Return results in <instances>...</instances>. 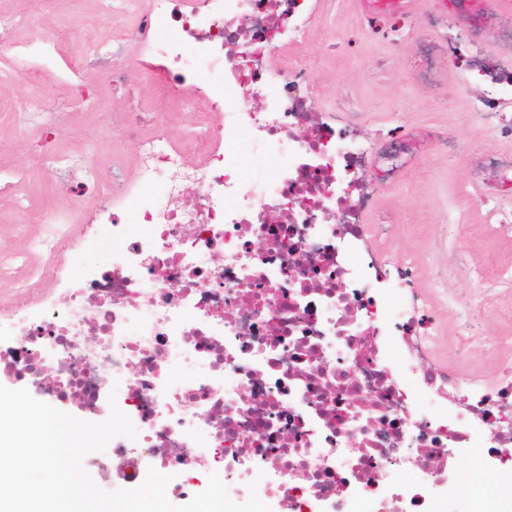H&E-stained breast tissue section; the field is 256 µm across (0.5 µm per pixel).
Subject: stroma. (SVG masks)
Listing matches in <instances>:
<instances>
[{
	"label": "stroma",
	"instance_id": "stroma-1",
	"mask_svg": "<svg viewBox=\"0 0 512 512\" xmlns=\"http://www.w3.org/2000/svg\"><path fill=\"white\" fill-rule=\"evenodd\" d=\"M70 8L69 0H43L38 7L32 0H0V10L27 14L28 27L20 31V38L37 32L51 39L57 74L42 83L40 95L56 111L53 125L56 147L87 148L103 160L113 148L107 135L109 116L124 111L126 99L121 92L113 90L104 70L89 68L77 79L71 75V62L86 51L92 39L106 34L101 27L103 6L100 0H82L75 16L71 15ZM384 55V50L366 48L346 65H320L318 74L327 97L333 99L341 93H350L363 114L365 130L371 135L386 126L450 125L457 128L469 151L480 152L489 147L486 132L466 102L443 95L425 96L406 75L402 61L381 66ZM39 65V57L34 56L26 68H19L11 54L0 50V101L12 102L24 96L27 91L25 71ZM82 91L105 99L106 107L77 105L75 99ZM472 189L473 174L468 164L449 158L442 150L428 157L418 177L389 182L383 202L405 217L397 245L398 256H417L431 273L446 265V256L429 254L427 239L445 232L449 196ZM482 210V204L473 200L463 215L467 252L477 264L485 262L492 250L512 254V237L498 244L488 242Z\"/></svg>",
	"mask_w": 512,
	"mask_h": 512
}]
</instances>
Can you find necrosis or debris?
<instances>
[{"instance_id": "necrosis-or-debris-1", "label": "necrosis or debris", "mask_w": 512, "mask_h": 512, "mask_svg": "<svg viewBox=\"0 0 512 512\" xmlns=\"http://www.w3.org/2000/svg\"><path fill=\"white\" fill-rule=\"evenodd\" d=\"M336 0H103V18L129 19L126 39L162 69L158 98L143 111L112 115L113 140H135L137 175L120 156L101 176L89 154L48 149L31 162L62 197L85 180L96 208L72 235L71 208L24 210L41 233L30 251L57 272L21 269L0 254L11 294L0 307V376L71 402L101 422L122 384L133 439L115 437L84 467L104 486L135 487L148 469L171 475L168 492L191 496L199 475L216 472L239 497L247 476L265 478L280 512H440L465 494L486 512L477 487L448 478L450 462L481 449L502 512H512V257L492 269L463 262L466 239L436 238L448 272L475 282L481 305L459 316L452 358L441 354L435 310L454 298L420 286L419 259L401 258L394 240L401 213L383 210V180L417 171L427 156L466 149L455 129L363 131L350 97L327 99L317 61L353 59L361 44L389 57L420 47L407 73L423 93L468 97L493 142L471 157L489 234L512 229V8L450 0L420 14L378 13L350 31L324 29L318 15ZM169 17L170 38L157 22ZM24 19L0 11V46L19 60L49 56V42L17 40ZM462 72L446 85L440 57ZM182 138L167 118L194 109ZM245 140L283 163L245 176L230 149ZM135 197L132 223L120 221ZM139 224L131 232L130 224ZM112 228L106 262L81 265ZM79 268L78 276L67 273ZM496 324L493 338L483 327ZM403 355L388 357L386 340ZM416 460L419 479L384 495L390 472Z\"/></svg>"}]
</instances>
